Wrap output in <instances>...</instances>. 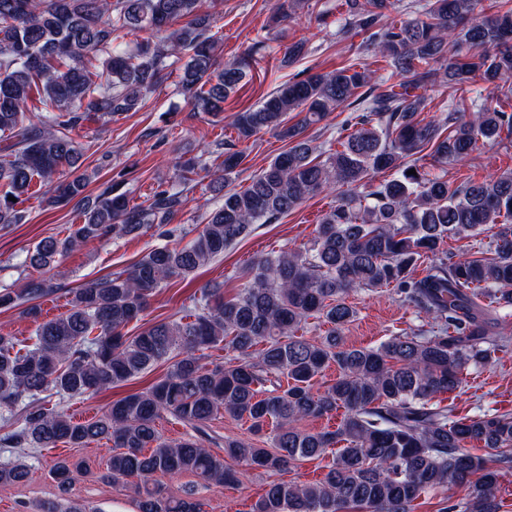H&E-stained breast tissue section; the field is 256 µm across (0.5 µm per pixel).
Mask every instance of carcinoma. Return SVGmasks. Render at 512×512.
<instances>
[{
    "label": "carcinoma",
    "mask_w": 512,
    "mask_h": 512,
    "mask_svg": "<svg viewBox=\"0 0 512 512\" xmlns=\"http://www.w3.org/2000/svg\"><path fill=\"white\" fill-rule=\"evenodd\" d=\"M201 0H0V225L19 224V205L34 179L52 189L49 204L72 206L81 222L63 238L27 252L24 266L43 274L19 291L0 290V308L24 306L54 292L44 275L93 240L138 236L170 224L184 205L179 186L205 173L222 202L184 246L148 250L127 269L67 291V309L39 322L32 343L0 333V412L19 414L6 448H80L112 444L103 478H135L139 512H202L187 490L166 495L148 486L161 473H191L216 487L233 466L279 473L303 460H328L322 479L274 480L252 512H412L429 490L448 492L439 512H502L500 479L512 471V413L457 419L433 399L461 390L469 364L487 365L509 341L494 306H512V170L453 186L432 170L465 165L487 144L512 143V6L492 0H341L344 34L363 35L359 50L380 57L385 74L365 62L308 73L280 84L253 110L237 112L213 171L202 158L175 166L174 183L147 205L124 193L86 195L79 172L85 147L72 132L89 117L137 112L178 63V86L192 111L224 118V102L259 60L247 52L224 63L216 54ZM308 0H279L277 16L293 21ZM406 18L394 20L392 14ZM149 31L154 40L119 50L120 34ZM480 79L485 87L475 85ZM447 86L457 99L431 119L423 93ZM350 109V132L324 147L304 137L338 109ZM274 133L287 148L244 189L230 187L249 141ZM416 174H408L409 170ZM391 172L379 185L373 177ZM336 193L299 250L253 258L235 296L212 286L190 313L155 323L133 337L125 327L147 310L156 288L185 279L306 199ZM13 200H8V197ZM492 233L493 251L455 260L449 239ZM427 261L422 277L413 275ZM392 287L400 302L434 326L393 335L375 348H349L343 333L356 316L355 290ZM488 299L483 304L480 298ZM312 317L330 324L308 339ZM223 347L212 368L196 352ZM173 360L165 377L114 402L99 419L75 422L48 407L43 394L100 393ZM338 375L318 389L330 365ZM287 380L282 388L281 379ZM333 430L305 422L338 410ZM260 431L272 447L224 439V455L192 439L168 441L155 427L170 415L205 428L219 412ZM479 445L482 456L470 452ZM62 492L72 464L52 470ZM27 466L0 463V484L28 479ZM463 496L455 497L456 490Z\"/></svg>",
    "instance_id": "1"
}]
</instances>
